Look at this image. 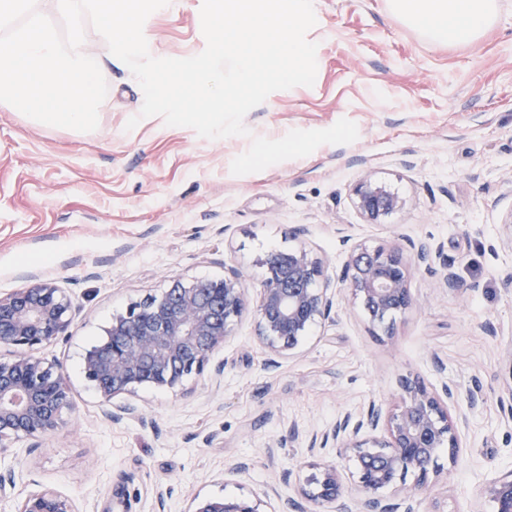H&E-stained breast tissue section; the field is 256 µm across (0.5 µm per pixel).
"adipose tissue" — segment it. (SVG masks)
<instances>
[{
  "label": "adipose tissue",
  "instance_id": "obj_1",
  "mask_svg": "<svg viewBox=\"0 0 512 512\" xmlns=\"http://www.w3.org/2000/svg\"><path fill=\"white\" fill-rule=\"evenodd\" d=\"M394 13L437 42L471 43L494 19L498 0H391Z\"/></svg>",
  "mask_w": 512,
  "mask_h": 512
}]
</instances>
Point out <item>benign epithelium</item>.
I'll return each instance as SVG.
<instances>
[{
    "label": "benign epithelium",
    "instance_id": "1",
    "mask_svg": "<svg viewBox=\"0 0 512 512\" xmlns=\"http://www.w3.org/2000/svg\"><path fill=\"white\" fill-rule=\"evenodd\" d=\"M355 206L370 224L401 210L405 200L381 182L365 178L354 188ZM404 247H355L342 267L341 281L360 299L370 320L383 324L411 309L418 300L410 288V269L440 258V248L409 243ZM264 275L256 289L258 338L273 353L294 350L311 327L331 319L333 297L324 278L323 261L305 246L268 253L261 261ZM247 293L242 273L224 268V277L186 285L173 280L161 297L131 304L112 318L104 338L87 351L85 378L112 404L115 420L144 421L129 401L146 386L174 390L209 365L243 315ZM75 306L52 282L27 284L0 297V348L14 349L13 359L0 361V455L19 439L36 440L58 429L71 407L70 388L54 367L37 355L39 347L67 335ZM453 390L428 388L418 379L403 382L402 393L390 407L373 404L354 419L336 424L333 437L344 453L358 462L357 495L345 491L336 468L325 466L317 489L302 492L314 505L307 509L294 497L281 512H398V505L380 495L409 469L425 477L439 452L454 459L458 439L450 413ZM498 512H512V473L484 487ZM15 512H79L75 502L51 490L27 494ZM192 512H261L242 497L201 500Z\"/></svg>",
    "mask_w": 512,
    "mask_h": 512
}]
</instances>
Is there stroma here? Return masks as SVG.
Here are the masks:
<instances>
[{"mask_svg": "<svg viewBox=\"0 0 512 512\" xmlns=\"http://www.w3.org/2000/svg\"><path fill=\"white\" fill-rule=\"evenodd\" d=\"M203 0H170L146 20L151 55L203 51ZM313 86L271 93L251 110L250 137L205 139L158 117L138 116L143 93L104 38L85 39L105 64L108 93L92 132L34 121L0 105V295L35 276L78 307L69 335L40 347L66 378L73 403L37 449L16 441L0 467L14 488L0 512L50 489L81 512H191L193 499L243 496L270 512L276 495L309 488L335 465L354 488L356 462L334 445L314 448L345 413L397 401L404 379L453 385L461 448L440 453L414 512H496L483 486L512 472V0L469 44L424 37L389 0H314ZM353 121L358 139L323 145L244 176L230 171L251 136L283 137ZM404 196L405 207L366 223L353 189L366 177ZM426 241L443 263L413 272L419 300L374 327L348 289L336 293L337 323L315 326L302 344L271 356L247 311L214 355L224 377H192L184 389H142L146 422L112 421L85 379L82 359L115 314L161 295L172 279L242 272L257 259L306 245L340 275L349 244L371 248ZM452 271L460 288H445Z\"/></svg>", "mask_w": 512, "mask_h": 512, "instance_id": "stroma-1", "label": "stroma"}]
</instances>
